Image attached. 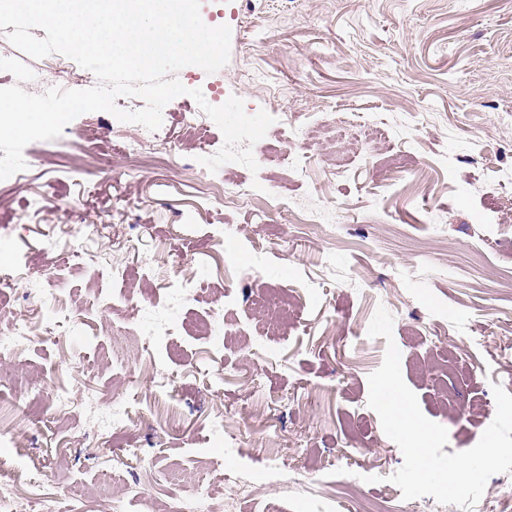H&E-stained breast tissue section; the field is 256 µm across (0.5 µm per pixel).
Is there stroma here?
Returning a JSON list of instances; mask_svg holds the SVG:
<instances>
[{"label":"stroma","instance_id":"35a3bbf8","mask_svg":"<svg viewBox=\"0 0 512 512\" xmlns=\"http://www.w3.org/2000/svg\"><path fill=\"white\" fill-rule=\"evenodd\" d=\"M207 5L232 30L225 96L275 118L258 173L287 181V201L262 224L245 206L209 204L217 182L248 187L258 173L199 163L179 139L182 110L197 107L188 96L166 116L176 150L158 148L164 165L133 180L112 142L136 132L111 114L29 144L27 169L0 181V259L29 280L0 289V308L44 323L32 287L50 302L75 293L83 312L0 361V394L18 400L0 433L19 435L0 447V488L23 503L39 492L41 512H226L228 484L246 478L255 491L236 512H361L366 499L383 512H459L403 499L390 482L403 455L367 404L368 376L395 342L423 414L448 431L447 454L492 422L493 385L512 394V297L473 256L512 272V221H482L512 210V0ZM309 122L335 129L342 158L316 141L284 144L287 127ZM374 125L383 136L368 148ZM80 152L111 155V174L50 162ZM420 170L431 183L417 202L400 175ZM295 209L325 214L320 238ZM83 224L97 257L59 248ZM116 254L128 277L113 278ZM175 278L194 297L169 293ZM115 288L130 303L101 310ZM218 307L222 322L199 334ZM381 307L389 341L368 335ZM117 405L119 428L90 420ZM112 476L119 489L98 498Z\"/></svg>","mask_w":512,"mask_h":512}]
</instances>
